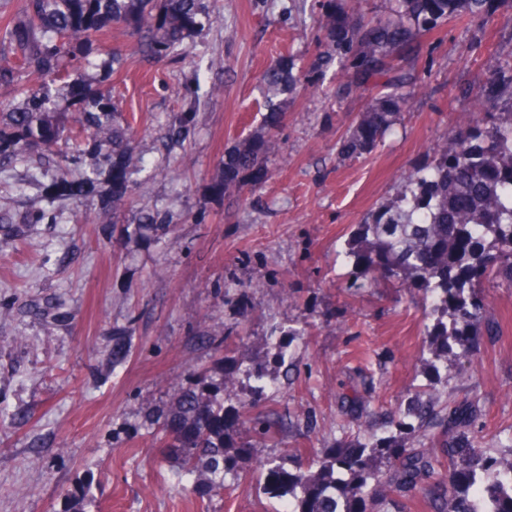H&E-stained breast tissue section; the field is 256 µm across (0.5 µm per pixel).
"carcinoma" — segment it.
<instances>
[{"label":"carcinoma","instance_id":"obj_1","mask_svg":"<svg viewBox=\"0 0 512 512\" xmlns=\"http://www.w3.org/2000/svg\"><path fill=\"white\" fill-rule=\"evenodd\" d=\"M384 17L362 21L342 13L330 15V35L336 43L340 72L358 88L377 90L343 141L341 153L372 152L397 123L416 85L414 48L423 36L450 20H486L498 0H388ZM208 0H21L0 39L9 44L15 65L0 66V87L13 90L6 119L0 120V169L30 155L58 152L61 180L79 155L59 150L74 134L88 133L98 153L92 174L112 171V209L127 201L126 164L134 136L135 117L114 111L112 86L102 77L91 83L83 76L62 79L64 61L90 64L92 38L113 24L137 36V52L164 60L188 50V40L202 27ZM487 91L481 105L496 107L509 95L512 83L501 80V65L488 66ZM288 63L270 67L264 76L268 114L280 109L274 98L288 90ZM72 109V124L56 119L58 99ZM269 141L254 138L224 160V189L242 173L259 167ZM346 258L371 284L395 279L422 293L430 303L424 325L430 337V365L448 368L470 357L469 337L478 333L487 312L480 288L486 279L512 288V117L482 124L468 118L448 129L435 159L412 170L399 196L364 217ZM244 372L254 380L249 398L241 396L232 373L192 381L175 396L162 429L166 448L178 449L182 473L195 475L209 491L224 489L227 476H237L236 459L247 457L253 439L276 437L273 423L257 410L267 394L265 373L248 354ZM236 404L242 434L225 430L227 402ZM475 399L445 400L424 388L410 392L389 419L401 443L380 436L370 422L371 400L356 397L339 427L364 432V440L333 449L328 456L287 470L273 458L258 461L265 489L274 498H288V512H381L395 493L421 495L437 512H472L478 487L494 497L493 512H512V490L500 481L512 480V458L489 456L469 428L484 415ZM60 496L66 512H84L82 487L65 488Z\"/></svg>","mask_w":512,"mask_h":512}]
</instances>
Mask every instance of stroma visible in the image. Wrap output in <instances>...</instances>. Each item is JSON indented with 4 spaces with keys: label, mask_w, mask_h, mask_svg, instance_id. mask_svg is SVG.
I'll return each mask as SVG.
<instances>
[{
    "label": "stroma",
    "mask_w": 512,
    "mask_h": 512,
    "mask_svg": "<svg viewBox=\"0 0 512 512\" xmlns=\"http://www.w3.org/2000/svg\"><path fill=\"white\" fill-rule=\"evenodd\" d=\"M386 0H211L190 52L146 61L115 26L95 42L89 79L109 76L118 111L136 114L127 165L131 206L112 210V175L83 179V147L69 184L52 173L13 197L25 166L0 172V196L26 225L0 237V512H63V487L84 486V512H282L255 461L293 469L346 435L336 415L353 391L377 411L410 389L480 399L475 429L488 455L512 434V289L484 283L487 317L473 355L449 372L428 364L426 305L399 285L346 290L340 256L364 217L427 164L450 125L477 113L491 56L512 61V6L485 22H450L415 48V95L373 152L344 157L341 141L370 96L339 91L329 14H381ZM123 58L113 63L111 50ZM288 60L296 79L264 121L263 77ZM188 118L189 132L169 140ZM272 147L260 177L224 189V158L245 140ZM141 230H123L140 210ZM306 329L291 370L263 342L273 326ZM222 353L232 369L250 353L276 382L261 402L287 417L277 442L257 443L238 480L205 491L178 480L159 454L174 396Z\"/></svg>",
    "instance_id": "obj_1"
}]
</instances>
